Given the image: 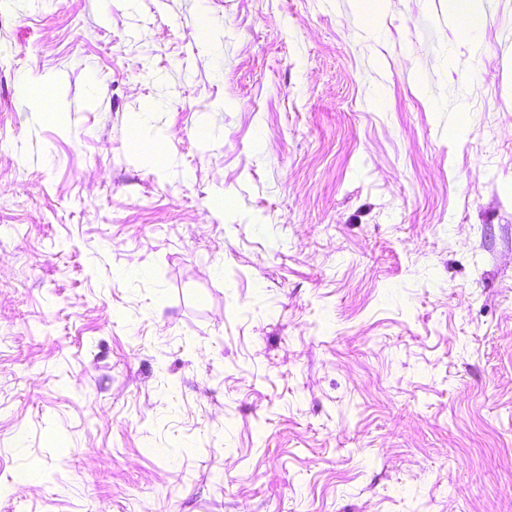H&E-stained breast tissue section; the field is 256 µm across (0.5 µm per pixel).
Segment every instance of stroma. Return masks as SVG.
<instances>
[{
  "instance_id": "obj_1",
  "label": "stroma",
  "mask_w": 512,
  "mask_h": 512,
  "mask_svg": "<svg viewBox=\"0 0 512 512\" xmlns=\"http://www.w3.org/2000/svg\"><path fill=\"white\" fill-rule=\"evenodd\" d=\"M453 7L0 0V512H512V0ZM459 6L451 14L450 22L456 29H470L478 22V1L462 0L457 1Z\"/></svg>"
}]
</instances>
